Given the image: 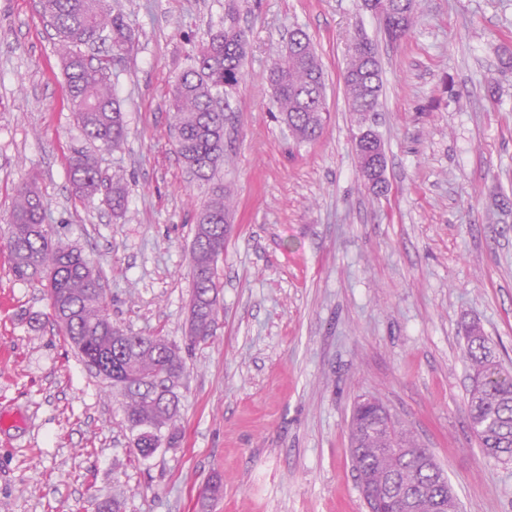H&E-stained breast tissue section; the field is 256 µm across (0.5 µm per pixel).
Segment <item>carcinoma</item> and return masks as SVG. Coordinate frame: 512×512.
Returning <instances> with one entry per match:
<instances>
[{
  "instance_id": "cac0c4a2",
  "label": "carcinoma",
  "mask_w": 512,
  "mask_h": 512,
  "mask_svg": "<svg viewBox=\"0 0 512 512\" xmlns=\"http://www.w3.org/2000/svg\"><path fill=\"white\" fill-rule=\"evenodd\" d=\"M375 0H361L391 42L402 40L413 24L408 19L379 12ZM41 12L58 37V52L64 63V78L72 112L85 136L97 146L117 151L127 137V122L112 89L109 71L112 61L129 54L134 33L124 16L112 10L111 0H40ZM245 33L231 24L211 34L189 57L171 93L176 152L186 168L201 182L211 183L212 194L201 208L191 246L192 298L195 346L213 336L221 309V285L215 270L224 254L228 204L224 185L215 182L224 162V110L221 95H229L242 78L246 57ZM349 111L357 123L355 139L364 149L385 156L384 144L373 128L383 86L377 46L364 35L353 37L343 70ZM271 89L280 121L294 143L311 144L323 133L327 107L325 74L307 34L294 29L280 56L269 69ZM68 178L75 194L90 200L99 193L100 174L96 158L78 152L68 161ZM112 215L127 208V194L121 178L112 182L105 198ZM46 207L32 175L16 191L7 228L6 248L15 280L30 282L40 267L51 271L49 297L53 320L82 360L95 354H112V385L123 392L126 426L132 433L134 453L149 460L161 449L180 446L177 426L179 398L176 387L185 371L181 347L162 336H138L112 323L105 312L100 270L73 248L52 240L49 230L35 232L45 223ZM126 337L120 347L107 344L109 332ZM466 356L476 374L469 390L470 425L483 453L503 462L512 461V375L495 360L488 342L475 327L466 328ZM375 396L360 400L353 410L349 437H357L362 452L352 458L357 476L373 481L395 472L404 482L430 488L441 499L439 512H458L450 488L435 484L432 460L425 469L413 458L391 454L379 457V448H401L413 438L398 422L381 427L370 423Z\"/></svg>"
}]
</instances>
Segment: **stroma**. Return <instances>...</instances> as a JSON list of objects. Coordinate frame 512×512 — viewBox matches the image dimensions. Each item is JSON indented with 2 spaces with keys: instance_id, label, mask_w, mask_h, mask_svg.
<instances>
[{
  "instance_id": "obj_1",
  "label": "stroma",
  "mask_w": 512,
  "mask_h": 512,
  "mask_svg": "<svg viewBox=\"0 0 512 512\" xmlns=\"http://www.w3.org/2000/svg\"><path fill=\"white\" fill-rule=\"evenodd\" d=\"M135 34L112 68L121 150L94 146L70 109L39 0H0V235L37 175L46 222L102 274L114 323L183 343L194 216L207 184L170 131L188 56L227 25L248 53L230 98L219 177L229 230L216 329L185 355L182 442L141 460L118 388L58 331L44 283L15 281L0 246V512H367L349 421L373 395L433 453L461 512H512V462L471 431L476 323L512 371V0H418L399 42L359 0H112ZM302 27L325 73L329 118L296 145L265 81ZM383 70L375 128L385 195L359 174L341 78L355 34ZM95 153L124 178L123 217L80 200L67 162ZM218 499L203 491L212 476Z\"/></svg>"
}]
</instances>
